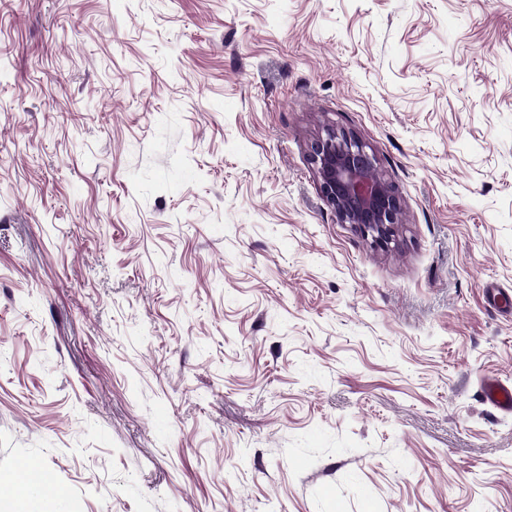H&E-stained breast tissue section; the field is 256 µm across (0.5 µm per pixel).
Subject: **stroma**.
<instances>
[{
    "label": "stroma",
    "mask_w": 512,
    "mask_h": 512,
    "mask_svg": "<svg viewBox=\"0 0 512 512\" xmlns=\"http://www.w3.org/2000/svg\"><path fill=\"white\" fill-rule=\"evenodd\" d=\"M403 207L374 246L310 146ZM512 0H0V475L57 512H512ZM319 190L342 224H350L378 246L392 242L400 224L401 203L377 173L373 154L349 131L328 128L311 145ZM483 393L488 401L496 409L512 413V387L504 385L497 379L488 378L483 383Z\"/></svg>",
    "instance_id": "obj_1"
}]
</instances>
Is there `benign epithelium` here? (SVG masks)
Segmentation results:
<instances>
[{
    "instance_id": "benign-epithelium-1",
    "label": "benign epithelium",
    "mask_w": 512,
    "mask_h": 512,
    "mask_svg": "<svg viewBox=\"0 0 512 512\" xmlns=\"http://www.w3.org/2000/svg\"><path fill=\"white\" fill-rule=\"evenodd\" d=\"M319 190L342 224L351 225L378 246L392 242L401 203L377 173L374 155L352 133L329 128L311 145Z\"/></svg>"
}]
</instances>
